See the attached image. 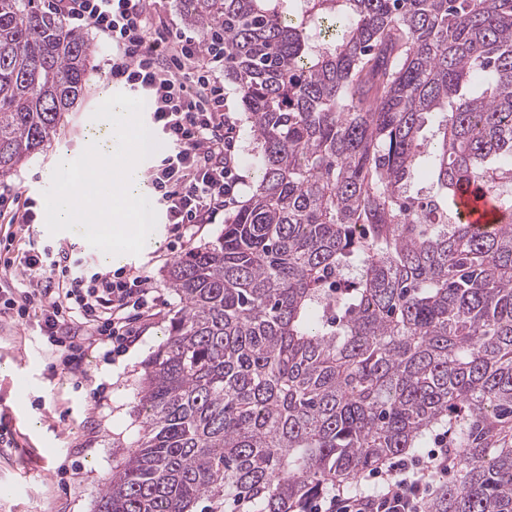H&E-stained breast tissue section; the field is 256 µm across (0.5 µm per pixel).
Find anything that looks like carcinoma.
Returning <instances> with one entry per match:
<instances>
[{
	"mask_svg": "<svg viewBox=\"0 0 512 512\" xmlns=\"http://www.w3.org/2000/svg\"><path fill=\"white\" fill-rule=\"evenodd\" d=\"M181 4L224 45L256 181L167 271L182 307L95 512H308L444 431L459 479L427 512H512V0ZM93 74L62 16L0 0V177ZM476 195L480 196L481 193L476 188H472L462 199H459V212L464 223L472 224L475 228H483L490 222L489 213L493 205L486 196L476 200Z\"/></svg>",
	"mask_w": 512,
	"mask_h": 512,
	"instance_id": "1",
	"label": "carcinoma"
}]
</instances>
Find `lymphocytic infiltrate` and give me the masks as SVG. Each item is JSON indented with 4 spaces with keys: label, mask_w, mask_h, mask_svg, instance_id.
<instances>
[{
    "label": "lymphocytic infiltrate",
    "mask_w": 512,
    "mask_h": 512,
    "mask_svg": "<svg viewBox=\"0 0 512 512\" xmlns=\"http://www.w3.org/2000/svg\"><path fill=\"white\" fill-rule=\"evenodd\" d=\"M71 28L89 27L109 46L104 58L112 83L152 103L151 119L171 145L147 173L166 220L185 241L215 223L243 182L233 152L237 122L224 104V52L156 17L148 0H49ZM30 199L13 195L0 209V278L20 279L0 289V323L34 324L71 375L88 351L104 357L140 338L135 323L154 317L160 295L150 277L129 269L91 272L88 258L69 260L65 248L35 249L23 236L34 223ZM447 434L426 460L402 457L372 471L378 487L341 489L321 497L311 512H426L451 468Z\"/></svg>",
    "instance_id": "obj_1"
}]
</instances>
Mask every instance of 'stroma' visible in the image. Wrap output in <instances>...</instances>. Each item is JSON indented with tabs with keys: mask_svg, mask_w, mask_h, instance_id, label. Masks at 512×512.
Listing matches in <instances>:
<instances>
[{
	"mask_svg": "<svg viewBox=\"0 0 512 512\" xmlns=\"http://www.w3.org/2000/svg\"><path fill=\"white\" fill-rule=\"evenodd\" d=\"M84 35L93 54L94 76L85 95L66 113L58 139L0 178V192H23L44 206L42 184L59 153H82L95 125L89 117L112 84L103 70L106 46L92 29ZM226 105L238 126L234 159L244 178L237 195L246 200L255 182L252 140L241 94L225 82ZM162 244L131 265L151 277L166 305L145 322L142 339L124 355L103 359L89 353L83 377L56 366V356L33 326L0 328V408L16 428L17 445L0 450V512H95L100 489L123 462L142 428L140 387L145 365L166 339L179 310V297L168 288L169 266L185 256L168 224H161Z\"/></svg>",
	"mask_w": 512,
	"mask_h": 512,
	"instance_id": "35a3bbf8",
	"label": "stroma"
}]
</instances>
